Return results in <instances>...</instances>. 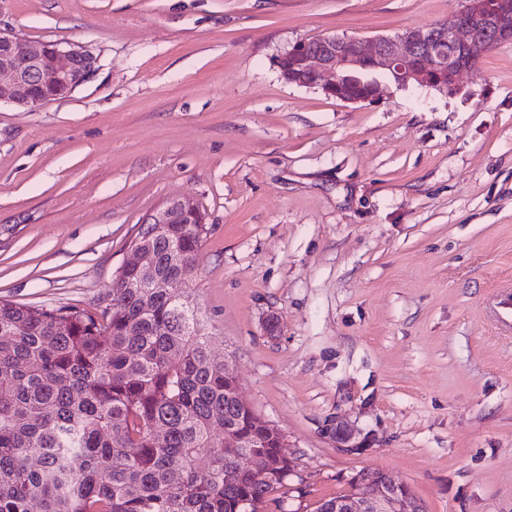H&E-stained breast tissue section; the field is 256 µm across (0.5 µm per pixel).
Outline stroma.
Instances as JSON below:
<instances>
[{"mask_svg":"<svg viewBox=\"0 0 512 512\" xmlns=\"http://www.w3.org/2000/svg\"><path fill=\"white\" fill-rule=\"evenodd\" d=\"M459 7L0 0V28L99 57L68 98L0 101V298L105 306L143 219L193 197L207 328L288 440L265 512H311L368 468L428 512H512V46L462 94L375 106L276 66L299 39L392 35Z\"/></svg>","mask_w":512,"mask_h":512,"instance_id":"1","label":"stroma"}]
</instances>
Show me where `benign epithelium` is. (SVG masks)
I'll return each instance as SVG.
<instances>
[{
	"mask_svg": "<svg viewBox=\"0 0 512 512\" xmlns=\"http://www.w3.org/2000/svg\"><path fill=\"white\" fill-rule=\"evenodd\" d=\"M449 23L406 28L393 36L365 40L323 35L299 39L277 56L280 77L288 84L319 88L350 104L378 103L391 87L397 91L426 88L441 94L459 90L460 77L476 70L483 55L512 45V0H460ZM99 59L84 46L35 41L0 29V100L35 107L63 96L93 79ZM206 218L188 197H176L148 215L143 223L159 235L165 224H203ZM124 267H153L152 254L130 247ZM363 484L373 488L331 505L313 504V512H426L408 485L368 472Z\"/></svg>",
	"mask_w": 512,
	"mask_h": 512,
	"instance_id": "benign-epithelium-1",
	"label": "benign epithelium"
}]
</instances>
